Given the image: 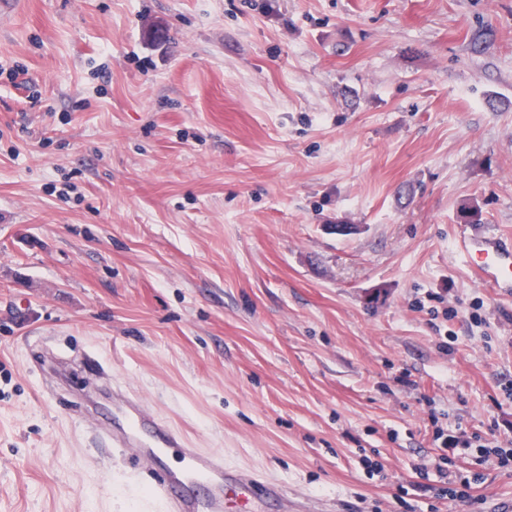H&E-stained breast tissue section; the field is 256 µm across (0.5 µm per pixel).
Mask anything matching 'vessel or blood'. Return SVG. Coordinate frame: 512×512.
Listing matches in <instances>:
<instances>
[{
	"label": "vessel or blood",
	"instance_id": "vessel-or-blood-1",
	"mask_svg": "<svg viewBox=\"0 0 512 512\" xmlns=\"http://www.w3.org/2000/svg\"><path fill=\"white\" fill-rule=\"evenodd\" d=\"M462 249L471 256L477 278L491 287L512 289V242L483 232L462 236ZM107 382V402L85 400L84 410L94 435L107 446L138 457L144 467L147 502L155 512H225L229 492L262 495L272 503L285 493L257 474L226 467L219 452L185 447L183 440L136 394L114 385L107 370H99ZM182 461L169 467L172 449Z\"/></svg>",
	"mask_w": 512,
	"mask_h": 512
}]
</instances>
